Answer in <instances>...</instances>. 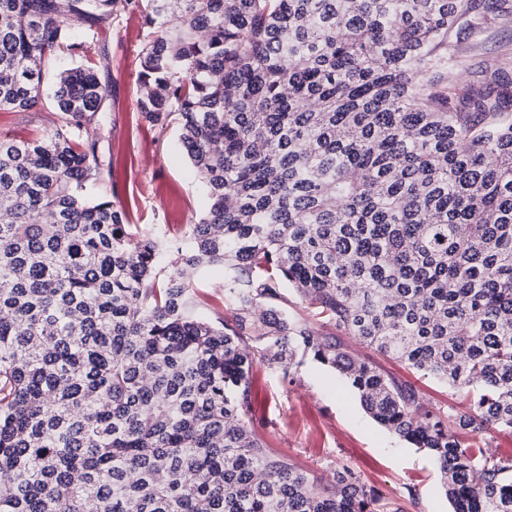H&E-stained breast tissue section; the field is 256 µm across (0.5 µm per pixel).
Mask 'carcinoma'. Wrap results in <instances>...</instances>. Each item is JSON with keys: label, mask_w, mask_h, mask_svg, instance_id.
Listing matches in <instances>:
<instances>
[{"label": "carcinoma", "mask_w": 512, "mask_h": 512, "mask_svg": "<svg viewBox=\"0 0 512 512\" xmlns=\"http://www.w3.org/2000/svg\"><path fill=\"white\" fill-rule=\"evenodd\" d=\"M505 2L0 0V112L53 116L0 139V512H404L255 429L254 366L299 355L433 459L453 512H512L486 438L512 432V54L448 94L452 29ZM133 16L137 111L208 200L175 244L95 194L100 70ZM217 264L214 323L189 307ZM384 365L389 371H391L405 379H409L412 382H417L418 385H420L422 387V389L427 394H429L430 397L437 403L445 404V407H447L448 403H450V398H449L450 396H448V387L445 384L437 382L432 379H424V378L418 379V377H419L418 375L412 374L411 372L404 370L403 368H401L399 365H397L395 363L388 362V363H384Z\"/></svg>", "instance_id": "obj_1"}]
</instances>
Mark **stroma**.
I'll list each match as a JSON object with an SVG mask.
<instances>
[{
    "instance_id": "stroma-1",
    "label": "stroma",
    "mask_w": 512,
    "mask_h": 512,
    "mask_svg": "<svg viewBox=\"0 0 512 512\" xmlns=\"http://www.w3.org/2000/svg\"><path fill=\"white\" fill-rule=\"evenodd\" d=\"M141 41L138 18L112 30L111 124L100 150L111 157L113 170L103 192L116 195L136 223L175 239L199 220L208 202L176 130L159 133L139 118L135 80ZM460 45L467 51L468 68L448 74L449 86L459 91L469 80V70L484 68L512 48V15L479 28H463ZM194 300V315L212 320L226 316L223 267H211L199 279ZM254 378L256 420L271 434L273 448L288 452L322 483L333 482L337 469L346 466L405 512H452L432 459L369 418L334 370L308 359L291 376L260 367Z\"/></svg>"
}]
</instances>
